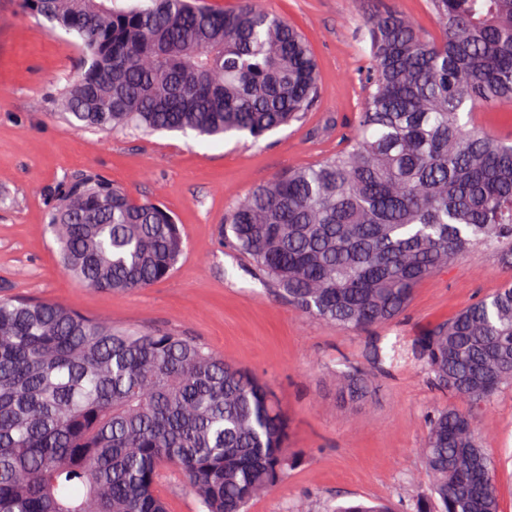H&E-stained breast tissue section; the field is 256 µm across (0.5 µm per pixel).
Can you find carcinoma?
<instances>
[{"label":"carcinoma","mask_w":512,"mask_h":512,"mask_svg":"<svg viewBox=\"0 0 512 512\" xmlns=\"http://www.w3.org/2000/svg\"><path fill=\"white\" fill-rule=\"evenodd\" d=\"M240 0H23L73 38L81 65L53 99L74 127L227 135L258 142L319 95L305 36ZM436 31L363 2L370 69L336 153L258 184L227 213L222 243L288 303L345 329L385 326L418 286L483 247L512 267V139L476 112L512 106V0H428ZM47 224L77 284L147 288L185 250L174 216L94 168L45 190ZM465 404L429 420L432 494L416 512H500L475 412L512 383V277L407 349ZM339 372L357 409L388 356ZM267 385L166 328L123 327L49 301L0 300V512H168L181 471L200 512H246L296 459ZM334 512H392L377 501Z\"/></svg>","instance_id":"carcinoma-1"}]
</instances>
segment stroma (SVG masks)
<instances>
[{"label": "stroma", "instance_id": "35a3bbf8", "mask_svg": "<svg viewBox=\"0 0 512 512\" xmlns=\"http://www.w3.org/2000/svg\"><path fill=\"white\" fill-rule=\"evenodd\" d=\"M262 5L307 35L322 89L303 122L252 146L234 137L207 143L177 132L75 130L52 103L78 68L73 43L50 34L21 0H0V297L47 300L118 325L171 328L266 381L290 418L297 463L248 512H291L301 499L312 512H331L340 502L366 498L413 512L416 501L431 494L419 455L428 419L450 396L421 363L406 359L378 374L374 404L356 413L337 404L336 374L365 364L373 342L410 344L512 273L491 251L472 249L425 280L395 322L354 331L289 305L247 258L224 247L219 226L239 197L341 146L352 131L369 63L360 0ZM87 168L135 198L160 201L177 218L187 248L169 278L108 293L79 286L64 273L47 230L43 190ZM478 428L495 468L500 512H512V385L479 411Z\"/></svg>", "mask_w": 512, "mask_h": 512}]
</instances>
